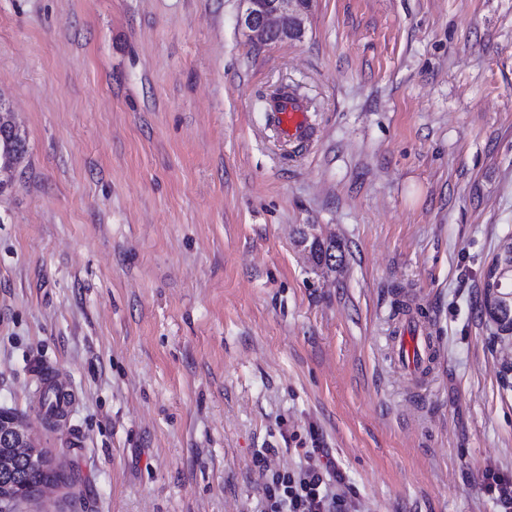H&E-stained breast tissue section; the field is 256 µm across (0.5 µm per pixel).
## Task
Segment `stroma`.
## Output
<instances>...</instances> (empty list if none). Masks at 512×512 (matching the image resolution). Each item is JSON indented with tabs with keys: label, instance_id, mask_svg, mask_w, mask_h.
<instances>
[{
	"label": "stroma",
	"instance_id": "stroma-1",
	"mask_svg": "<svg viewBox=\"0 0 512 512\" xmlns=\"http://www.w3.org/2000/svg\"><path fill=\"white\" fill-rule=\"evenodd\" d=\"M0 0V407L74 483L32 512H249L321 447L362 512H499L512 373L481 313L512 238V0ZM313 139H280L281 86ZM340 242L336 270L296 247ZM435 343L421 390L394 301ZM76 395L42 428L36 365ZM238 23L261 40L299 37L310 0H243ZM491 268L485 274H483L482 288H483V300L488 297L490 289L493 288V284L490 281L492 275V269L506 268L512 266V239L504 240L498 249V252L493 257V261L490 264ZM486 491L494 494V499L500 507V512L512 511V477L501 474L495 469L486 471Z\"/></svg>",
	"mask_w": 512,
	"mask_h": 512
}]
</instances>
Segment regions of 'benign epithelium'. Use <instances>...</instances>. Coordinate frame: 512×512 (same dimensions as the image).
Masks as SVG:
<instances>
[{
  "label": "benign epithelium",
  "mask_w": 512,
  "mask_h": 512,
  "mask_svg": "<svg viewBox=\"0 0 512 512\" xmlns=\"http://www.w3.org/2000/svg\"><path fill=\"white\" fill-rule=\"evenodd\" d=\"M238 23L261 40L298 37L310 0H243ZM14 455L27 457L35 466L62 470L57 456L39 446L37 433L21 417L0 409V471L10 467Z\"/></svg>",
  "instance_id": "benign-epithelium-1"
}]
</instances>
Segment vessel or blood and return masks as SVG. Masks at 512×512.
Masks as SVG:
<instances>
[{"label": "vessel or blood", "instance_id": "b4317fda", "mask_svg": "<svg viewBox=\"0 0 512 512\" xmlns=\"http://www.w3.org/2000/svg\"><path fill=\"white\" fill-rule=\"evenodd\" d=\"M282 135L293 142H305L312 133L310 115L293 97L284 99L273 114ZM402 366L406 386H425L431 373L434 343L429 334V322L421 316L405 313L395 319L389 341Z\"/></svg>", "mask_w": 512, "mask_h": 512}]
</instances>
